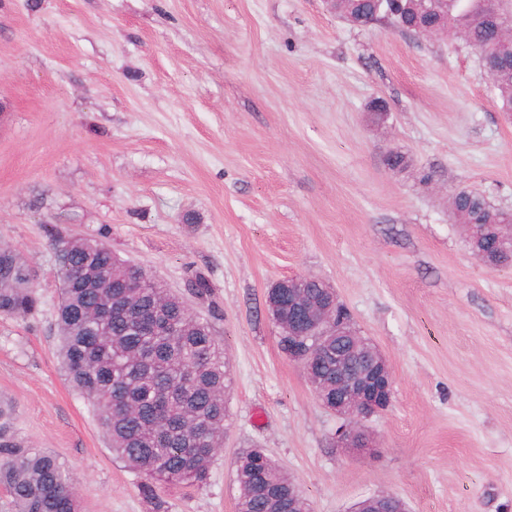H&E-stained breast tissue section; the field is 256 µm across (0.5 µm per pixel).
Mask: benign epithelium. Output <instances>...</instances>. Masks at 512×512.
Here are the masks:
<instances>
[{"mask_svg":"<svg viewBox=\"0 0 512 512\" xmlns=\"http://www.w3.org/2000/svg\"><path fill=\"white\" fill-rule=\"evenodd\" d=\"M494 249L512 252V224L499 225ZM315 281L308 275L278 280L268 290L267 308L279 335L288 337V359L301 365L317 400L341 420L338 446L368 450L373 444L364 421L391 405V367L381 350L361 336L335 288L323 285L318 298L304 293V286ZM326 354L336 361L331 378L316 371ZM388 503L395 505L393 512H406L405 504L392 494L366 497L353 512H387Z\"/></svg>","mask_w":512,"mask_h":512,"instance_id":"7a95c632","label":"benign epithelium"}]
</instances>
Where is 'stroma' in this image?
<instances>
[{"label":"stroma","mask_w":512,"mask_h":512,"mask_svg":"<svg viewBox=\"0 0 512 512\" xmlns=\"http://www.w3.org/2000/svg\"><path fill=\"white\" fill-rule=\"evenodd\" d=\"M384 99L389 117L371 123ZM398 152L407 168L386 164ZM512 210V112L463 39L356 27L326 0H0V246L41 298L0 316V395L79 482V512H235L261 448L312 512L390 493L409 512H512V265L489 269L448 207ZM105 242L224 349L223 451L201 485L116 460L58 357L55 242ZM315 276L387 357L372 452L278 345L265 298Z\"/></svg>","instance_id":"obj_1"}]
</instances>
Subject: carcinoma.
<instances>
[{"mask_svg":"<svg viewBox=\"0 0 512 512\" xmlns=\"http://www.w3.org/2000/svg\"><path fill=\"white\" fill-rule=\"evenodd\" d=\"M352 25L385 24L412 35L447 20L482 58L501 107L512 112V0H330ZM450 210L471 225L470 243L488 241L512 217L482 195L452 193ZM96 265L102 280L80 278ZM25 261L0 248V315L26 318L39 299L24 277ZM59 357L71 386L96 410L112 456L159 482H203L221 452L228 370L208 321L187 312L141 267L112 250L82 247L66 253L58 270ZM13 408L0 402V489L12 512H74V477L47 450L17 435ZM236 512H288V475L270 456L252 449L236 463Z\"/></svg>","mask_w":512,"mask_h":512,"instance_id":"carcinoma-1","label":"carcinoma"}]
</instances>
